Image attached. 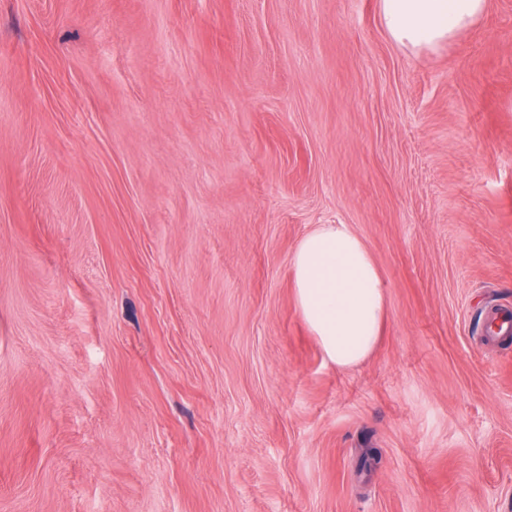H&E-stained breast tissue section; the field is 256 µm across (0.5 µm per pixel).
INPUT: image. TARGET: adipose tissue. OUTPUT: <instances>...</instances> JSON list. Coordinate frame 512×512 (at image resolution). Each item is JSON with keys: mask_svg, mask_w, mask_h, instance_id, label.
<instances>
[{"mask_svg": "<svg viewBox=\"0 0 512 512\" xmlns=\"http://www.w3.org/2000/svg\"><path fill=\"white\" fill-rule=\"evenodd\" d=\"M488 0H379L388 35L411 48H433L474 24ZM297 309L329 362L361 363L374 350L386 316V295L370 253L347 224H321L291 257Z\"/></svg>", "mask_w": 512, "mask_h": 512, "instance_id": "adipose-tissue-1", "label": "adipose tissue"}]
</instances>
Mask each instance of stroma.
<instances>
[{"mask_svg":"<svg viewBox=\"0 0 512 512\" xmlns=\"http://www.w3.org/2000/svg\"><path fill=\"white\" fill-rule=\"evenodd\" d=\"M385 284L326 360L290 259ZM512 0H0V512H512ZM487 5V0H379V19L396 43L434 48L474 24ZM297 309L329 362L361 363L374 350L386 295L370 253L347 224H319L291 257Z\"/></svg>","mask_w":512,"mask_h":512,"instance_id":"35a3bbf8","label":"stroma"}]
</instances>
